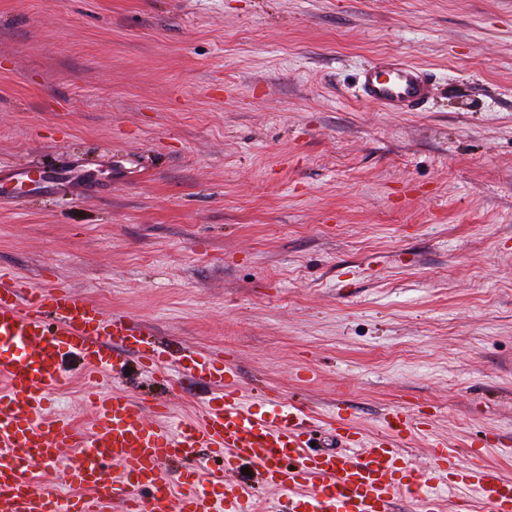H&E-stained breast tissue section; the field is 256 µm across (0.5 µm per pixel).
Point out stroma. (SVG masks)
<instances>
[{"mask_svg": "<svg viewBox=\"0 0 512 512\" xmlns=\"http://www.w3.org/2000/svg\"><path fill=\"white\" fill-rule=\"evenodd\" d=\"M389 55L425 111L362 99ZM0 267L229 352L317 444L416 405L423 473L430 438H512V0H0ZM431 74L397 57L382 58L366 67L359 88L363 99L386 112H419L433 94Z\"/></svg>", "mask_w": 512, "mask_h": 512, "instance_id": "35a3bbf8", "label": "stroma"}]
</instances>
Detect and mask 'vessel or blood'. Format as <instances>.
Here are the masks:
<instances>
[{
    "label": "vessel or blood",
    "mask_w": 512,
    "mask_h": 512,
    "mask_svg": "<svg viewBox=\"0 0 512 512\" xmlns=\"http://www.w3.org/2000/svg\"><path fill=\"white\" fill-rule=\"evenodd\" d=\"M433 87L426 69L397 57L370 64L359 82L363 99L387 112L421 111ZM132 354L146 369L175 370L217 394L187 419L118 390L95 392L84 424L52 413L66 357L103 377L121 375ZM260 402L258 412L246 401L230 356L170 351L67 286L33 287L0 269V512H256L249 489L230 476L244 462L284 498L286 512H392L400 500L448 512L446 497L402 453L423 424L415 411L388 410L370 437L334 417L341 451L314 452V425L299 407L276 393ZM490 444L476 439L462 453L444 440L429 444L434 472L465 491L459 512H512V479L491 469ZM202 448L223 459L221 471L195 466ZM41 463L62 465L77 495L39 486L31 469Z\"/></svg>",
    "instance_id": "1"
}]
</instances>
